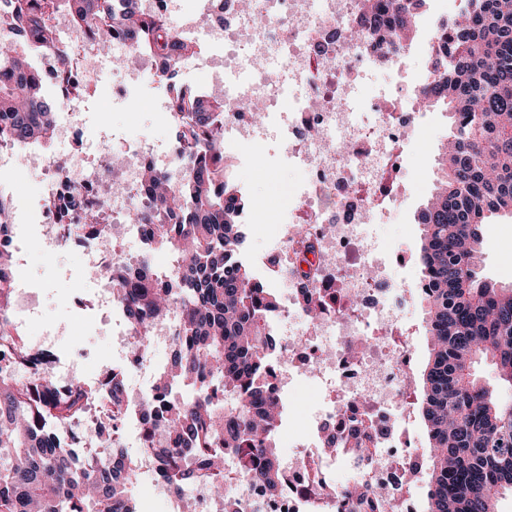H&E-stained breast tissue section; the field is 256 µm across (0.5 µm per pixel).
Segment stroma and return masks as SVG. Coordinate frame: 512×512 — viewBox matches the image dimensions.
<instances>
[{
  "mask_svg": "<svg viewBox=\"0 0 512 512\" xmlns=\"http://www.w3.org/2000/svg\"><path fill=\"white\" fill-rule=\"evenodd\" d=\"M136 94L137 111L125 112L113 110L111 100L99 92L87 93L80 103L82 137L64 149L55 144L39 145V152L49 158L75 155L93 161L106 151H126L131 139L142 135L150 137L157 150H166L175 140L176 125L169 113L150 107L151 101L165 97V84L147 80ZM418 121L420 136L408 141L401 154L399 180L405 199L394 223L385 225L382 231L383 243L396 260L393 270L399 283L412 288L419 283L416 254L422 227L417 214L433 188L440 142L448 131V114L430 109L420 113ZM271 158L270 150L254 149L249 161L233 160L231 173L242 192L258 205L257 211L247 212L242 219L246 234L243 256L256 280L274 289L278 283L266 260L275 248L280 203L277 191L279 185L298 181L299 175L282 164L274 170L275 180H266L262 171ZM44 179L43 172L19 170L9 162L0 164V191L13 197L14 231L21 247V262L15 273L35 290V311L18 309L14 318L30 346L51 351L59 359L78 361L80 380L95 387L107 369L123 366L124 355L112 344L105 312L96 303L97 290L85 274L89 261L86 251L72 241L50 248L44 244L42 220L46 197L39 188ZM478 272L496 286L512 287V222L484 225ZM425 326V314L420 309L412 312L403 324L413 349V385L407 398L412 414L410 433L420 448L427 445L425 428L417 414L419 381L429 360Z\"/></svg>",
  "mask_w": 512,
  "mask_h": 512,
  "instance_id": "obj_1",
  "label": "stroma"
}]
</instances>
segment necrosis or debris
<instances>
[{
    "mask_svg": "<svg viewBox=\"0 0 512 512\" xmlns=\"http://www.w3.org/2000/svg\"><path fill=\"white\" fill-rule=\"evenodd\" d=\"M213 0H140L148 12L166 15L177 32L210 46L197 65L205 87L224 100L261 101L262 115L238 110L224 117V145L249 156L252 147L277 138L282 159L303 177L281 196L277 242L288 247L298 228L316 225L325 254L335 263L324 273L327 310L315 317L301 309L303 292L289 289L267 319V329L285 342L273 363L271 386L282 392L299 378L326 396L299 423L303 430L335 426L374 428L379 435L360 448H325L320 440L299 441L279 454L286 491L265 485L233 466L224 484L239 492L238 512H342L349 483L336 480L337 467L358 485L385 487L397 512H419L411 486L417 450L407 428L409 342L400 320L418 292L399 288L385 271L379 227L399 211L398 147L415 134L418 105L400 87L407 61L427 55L436 31L419 42L374 49L351 39L349 30L363 0H225L221 20L203 23ZM132 46L112 45L113 99H133L152 63L129 65ZM175 167L174 152L157 158L146 138L136 139L122 164L98 179L81 161L64 178L45 184L54 205L43 216L45 236L61 240L82 210L105 204L124 215L142 196L141 170ZM79 205H71L72 197ZM367 396L358 406L357 394Z\"/></svg>",
    "mask_w": 512,
    "mask_h": 512,
    "instance_id": "obj_1",
    "label": "necrosis or debris"
}]
</instances>
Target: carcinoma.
I'll return each instance as SVG.
<instances>
[{
	"mask_svg": "<svg viewBox=\"0 0 512 512\" xmlns=\"http://www.w3.org/2000/svg\"><path fill=\"white\" fill-rule=\"evenodd\" d=\"M471 8L439 20L446 48L435 53L432 77L417 89L423 107L448 112V135L438 162L435 190L419 211L422 225L419 300L427 314L430 361L422 375L420 418L430 460L427 512H499L512 494V287L480 277L482 226L512 216V0H468ZM425 0H364L353 36L413 39ZM59 14L92 36L85 58L94 68L105 38L131 43V61L144 55L169 83L167 110L179 127L178 164L170 173L145 168L147 202L127 223L139 224L148 247L134 264L110 270L114 301L134 336L130 357L150 358L154 323L179 310L170 365L142 402L139 442L171 488L205 486L237 512L224 489V465L233 461L262 480L272 495L283 490L274 437L280 408L270 388L275 336L264 319L277 295L259 284L241 259L240 218L249 201L230 179L224 155V96L202 94L173 82L195 55L161 14H146L139 0H0V26L15 44L0 48V149L49 143L61 101L46 94L28 57L63 65L70 46L53 23ZM12 200L0 191V239L14 233ZM102 213L83 211L69 226L80 236L97 233ZM155 250L176 265L153 272ZM303 290L302 308L316 314L326 301L319 286L330 266L318 235L300 232L293 257ZM13 258L0 249V345L15 365L0 374V512H140L131 487L137 464L118 448L107 421L123 416L125 373H105L97 394L81 381L60 391L43 375L51 355L25 344L13 322ZM488 363L493 382L475 365ZM100 408L85 436L113 452L80 454L59 433ZM365 433L341 434L326 425V448H358Z\"/></svg>",
	"mask_w": 512,
	"mask_h": 512,
	"instance_id": "cac0c4a2",
	"label": "carcinoma"
}]
</instances>
